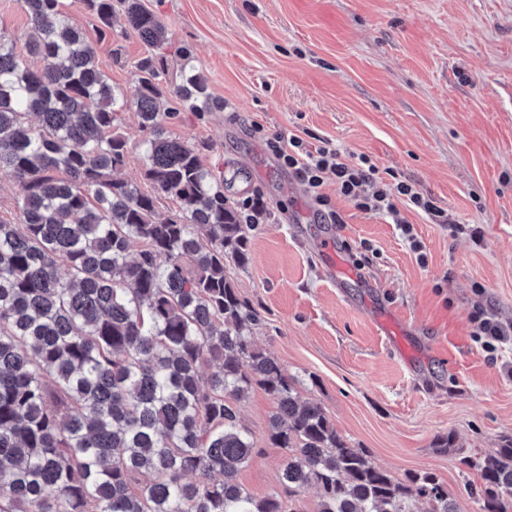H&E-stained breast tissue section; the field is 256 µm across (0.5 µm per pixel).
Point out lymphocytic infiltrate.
<instances>
[{
    "label": "lymphocytic infiltrate",
    "mask_w": 512,
    "mask_h": 512,
    "mask_svg": "<svg viewBox=\"0 0 512 512\" xmlns=\"http://www.w3.org/2000/svg\"><path fill=\"white\" fill-rule=\"evenodd\" d=\"M266 147L299 180L321 206V219L327 224L343 223L340 212L331 208L322 189L326 174L335 177L337 192L357 209L376 211L390 217L408 242H415L412 225L400 214L401 206L425 213L434 223L444 224L448 216L433 198L420 193L409 182L381 176L367 158L352 162L329 142L309 146L298 136L267 139Z\"/></svg>",
    "instance_id": "f902f5d3"
}]
</instances>
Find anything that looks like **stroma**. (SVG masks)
I'll use <instances>...</instances> for the list:
<instances>
[{
	"label": "stroma",
	"instance_id": "35a3bbf8",
	"mask_svg": "<svg viewBox=\"0 0 512 512\" xmlns=\"http://www.w3.org/2000/svg\"><path fill=\"white\" fill-rule=\"evenodd\" d=\"M168 27L169 80L177 48L191 50L219 106L182 112L169 132L194 144L236 202L262 196L250 261L229 265L243 298L265 316L255 343L321 404L338 433L396 477L434 473L464 512L476 472L437 447L453 436L473 454L512 438V343L490 353L474 336L476 305L512 324V0H143ZM99 64L132 82L138 36L115 20ZM119 178L144 177L134 111ZM264 132L252 133V124ZM319 137L349 159L411 180L448 221L402 208L423 245L414 252L389 217L355 209L326 176L343 223H323L304 185L267 151L264 135ZM332 236L361 279L334 282L316 250ZM391 312L413 345L402 355L377 331ZM274 409L253 388L241 404L256 446L239 482L261 499L278 488L282 449L267 437Z\"/></svg>",
	"mask_w": 512,
	"mask_h": 512
}]
</instances>
